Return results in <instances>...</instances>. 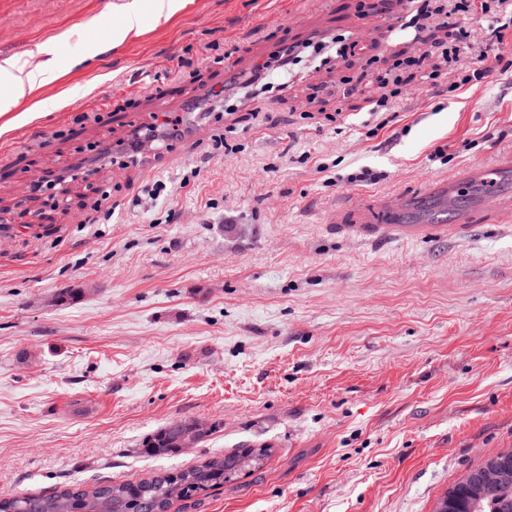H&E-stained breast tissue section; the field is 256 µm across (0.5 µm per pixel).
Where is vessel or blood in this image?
<instances>
[{"instance_id": "b4317fda", "label": "vessel or blood", "mask_w": 512, "mask_h": 512, "mask_svg": "<svg viewBox=\"0 0 512 512\" xmlns=\"http://www.w3.org/2000/svg\"><path fill=\"white\" fill-rule=\"evenodd\" d=\"M469 177L484 187L475 208L487 211H511L512 199L504 188L512 180V165L503 163L481 166L470 171ZM457 183L444 180L429 192L413 195L387 196L379 200L375 208L353 211L351 222L361 231L372 234L386 227L403 233L418 231L431 234L444 229L446 214L456 210L459 224L470 220V212L457 210Z\"/></svg>"}]
</instances>
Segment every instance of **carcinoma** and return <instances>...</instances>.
I'll return each instance as SVG.
<instances>
[{
    "mask_svg": "<svg viewBox=\"0 0 512 512\" xmlns=\"http://www.w3.org/2000/svg\"><path fill=\"white\" fill-rule=\"evenodd\" d=\"M193 420L171 422L145 440V453L164 456L178 449V436ZM270 448H241L208 458L176 474L156 473L137 481L75 483L51 494L0 498V512H171L174 497L190 499L217 489L264 465ZM435 512H512V449L489 457L455 482Z\"/></svg>",
    "mask_w": 512,
    "mask_h": 512,
    "instance_id": "carcinoma-1",
    "label": "carcinoma"
}]
</instances>
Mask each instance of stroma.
Masks as SVG:
<instances>
[{
	"label": "stroma",
	"mask_w": 512,
	"mask_h": 512,
	"mask_svg": "<svg viewBox=\"0 0 512 512\" xmlns=\"http://www.w3.org/2000/svg\"><path fill=\"white\" fill-rule=\"evenodd\" d=\"M358 2L191 0L115 47L107 0H0V58L58 74L17 111L70 95L0 135V496L267 444L261 469L172 512H435L512 448V213L433 236L333 226L448 178L473 200L469 170L512 160V73L455 92L414 79L399 120L369 136L366 58L423 45L390 30L402 0L364 17ZM340 34L355 57L337 58ZM48 40L53 54H35ZM284 43L300 57L269 113L253 115L256 88L221 95ZM161 91L183 135L128 158ZM219 137L231 154H213ZM362 168L379 181L349 183ZM60 175L63 188L31 191ZM158 180L161 196L143 195ZM185 419L214 431L144 453L147 435Z\"/></svg>",
	"instance_id": "35a3bbf8"
}]
</instances>
